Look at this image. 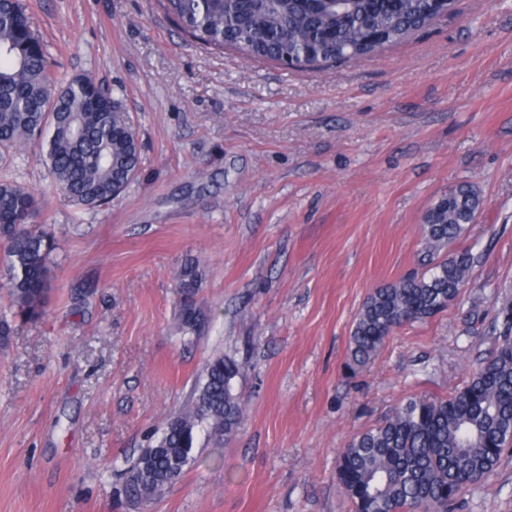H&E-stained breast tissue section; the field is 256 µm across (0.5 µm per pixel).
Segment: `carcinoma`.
Listing matches in <instances>:
<instances>
[{
    "mask_svg": "<svg viewBox=\"0 0 512 512\" xmlns=\"http://www.w3.org/2000/svg\"><path fill=\"white\" fill-rule=\"evenodd\" d=\"M180 30L206 50L233 49L258 62L324 70L402 43L429 25L427 0H160ZM113 92L93 76L65 78L52 69L43 37L22 0H0V157L41 142L53 186L73 202L112 203L135 178L140 149L134 132L112 116ZM470 185H460L423 218L426 270L373 290L351 330L349 363L363 367L395 329L448 309L469 277L465 252L442 251L460 240L480 209ZM42 203L28 187L0 183V266L12 306L38 313L51 291L49 258L55 240L31 229ZM198 274L178 275L185 297L179 328L193 329ZM495 349L479 360L464 385L446 397L415 396L343 448L339 485L353 512H448L465 489L481 483L512 446V297L499 310ZM242 367L231 358L208 362L191 403L139 454L130 491L151 501L190 464L206 429L216 441L236 432L245 403L233 382Z\"/></svg>",
    "mask_w": 512,
    "mask_h": 512,
    "instance_id": "cac0c4a2",
    "label": "carcinoma"
}]
</instances>
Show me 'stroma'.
<instances>
[{"label": "stroma", "instance_id": "obj_1", "mask_svg": "<svg viewBox=\"0 0 512 512\" xmlns=\"http://www.w3.org/2000/svg\"><path fill=\"white\" fill-rule=\"evenodd\" d=\"M62 74L114 90L141 146L112 205H75L30 145L0 181L43 201L50 298L0 285V512H351L340 453L410 396L444 397L493 347L512 295V0H457L401 44L323 72L212 53L159 0H24ZM469 185L468 282L435 317L348 365L374 289L424 269L422 217ZM196 262L203 315L178 329ZM236 360L238 430L199 432L182 476L128 491L142 448ZM451 512H512V448Z\"/></svg>", "mask_w": 512, "mask_h": 512}]
</instances>
